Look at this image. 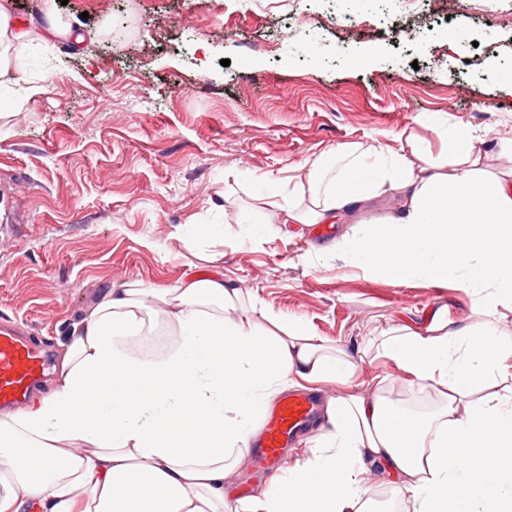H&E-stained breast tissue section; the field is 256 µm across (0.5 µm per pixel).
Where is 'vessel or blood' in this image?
I'll list each match as a JSON object with an SVG mask.
<instances>
[{
	"instance_id": "1",
	"label": "vessel or blood",
	"mask_w": 512,
	"mask_h": 512,
	"mask_svg": "<svg viewBox=\"0 0 512 512\" xmlns=\"http://www.w3.org/2000/svg\"><path fill=\"white\" fill-rule=\"evenodd\" d=\"M46 366L42 350L20 338L13 329L0 325V406H17L33 392ZM309 399L293 393L283 394L268 413L261 438L252 443L249 453L256 459L274 461L288 438L311 417Z\"/></svg>"
}]
</instances>
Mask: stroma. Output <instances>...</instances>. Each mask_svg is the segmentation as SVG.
<instances>
[{
  "mask_svg": "<svg viewBox=\"0 0 512 512\" xmlns=\"http://www.w3.org/2000/svg\"><path fill=\"white\" fill-rule=\"evenodd\" d=\"M57 13L83 47H17L0 90V319L23 337L58 356L97 293L176 285L186 224L204 248L223 225L225 281L341 345L362 379L395 375L368 352L388 327L436 302L472 318L462 291L326 255L321 225L271 232L253 178L285 192L314 153L410 135L436 151L456 123L497 138L512 127L499 90L511 21L447 0H68Z\"/></svg>",
  "mask_w": 512,
  "mask_h": 512,
  "instance_id": "1",
  "label": "stroma"
}]
</instances>
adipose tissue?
Returning a JSON list of instances; mask_svg holds the SVG:
<instances>
[{
    "label": "adipose tissue",
    "mask_w": 512,
    "mask_h": 512,
    "mask_svg": "<svg viewBox=\"0 0 512 512\" xmlns=\"http://www.w3.org/2000/svg\"><path fill=\"white\" fill-rule=\"evenodd\" d=\"M83 44L37 0L14 21L0 0V85L11 50ZM487 139L450 126L440 151L415 138L394 150L348 142L299 166L288 195H255L271 224H346L333 258L392 282L454 283L476 318L434 305L420 327L372 342L404 380L431 389L434 411L396 410L389 379L362 383L340 345L284 320L256 295L211 275L175 287L126 281L82 312L53 368L52 389L0 411V512H224L230 479L279 395L339 386L325 397L309 455L241 499L235 512H373L372 464L414 512H512V166L488 170ZM383 212H374L378 200ZM162 355L138 349L157 325Z\"/></svg>",
    "instance_id": "1"
}]
</instances>
